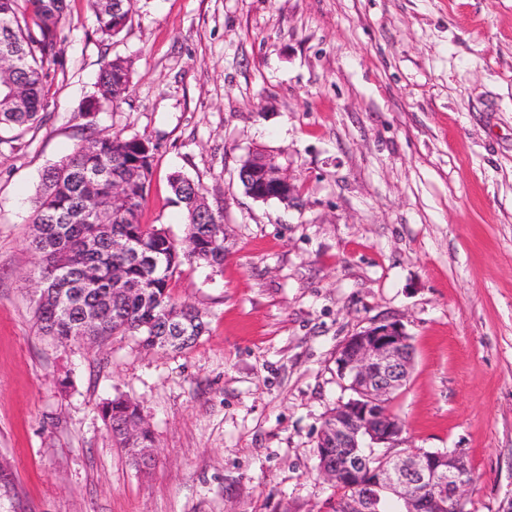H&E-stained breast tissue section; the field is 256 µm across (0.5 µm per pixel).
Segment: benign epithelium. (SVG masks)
<instances>
[{
	"label": "benign epithelium",
	"mask_w": 512,
	"mask_h": 512,
	"mask_svg": "<svg viewBox=\"0 0 512 512\" xmlns=\"http://www.w3.org/2000/svg\"><path fill=\"white\" fill-rule=\"evenodd\" d=\"M239 180L249 195L289 203L293 185L274 160L263 153L248 156ZM411 337L398 320L377 319L349 336L336 352V373L350 392L325 418L317 447L334 448L339 460L320 474L334 487L354 495L338 501V512H380L381 495L391 497L398 512H461L471 469L465 451L403 447V421L389 408L392 395L409 377Z\"/></svg>",
	"instance_id": "1"
}]
</instances>
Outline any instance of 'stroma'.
I'll return each mask as SVG.
<instances>
[{
    "instance_id": "obj_1",
    "label": "stroma",
    "mask_w": 512,
    "mask_h": 512,
    "mask_svg": "<svg viewBox=\"0 0 512 512\" xmlns=\"http://www.w3.org/2000/svg\"><path fill=\"white\" fill-rule=\"evenodd\" d=\"M66 4L47 120L0 150V512H329L336 351L379 318L414 346L390 402L407 446L465 449L466 512H512V0H137L109 41ZM115 57L128 90L94 122L155 146L142 223L183 237L176 171L224 209L221 270L172 277L208 321L183 351L35 326L34 198ZM256 149L289 203L245 193ZM111 396L138 404L149 469L115 447Z\"/></svg>"
}]
</instances>
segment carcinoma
<instances>
[{
	"label": "carcinoma",
	"mask_w": 512,
	"mask_h": 512,
	"mask_svg": "<svg viewBox=\"0 0 512 512\" xmlns=\"http://www.w3.org/2000/svg\"><path fill=\"white\" fill-rule=\"evenodd\" d=\"M102 38L110 39L126 26L129 5L119 0H89ZM46 0H0V53L16 56L17 66L0 77V145L18 148L21 132L43 122L44 86L49 66L56 61L60 25L65 7L51 11ZM131 67L121 57L104 62L95 90L79 116L90 115L92 105L115 102L126 93ZM154 146L145 139L118 135H90L74 150L51 165L42 176L32 223L42 225L41 238L29 239L39 255L30 278L47 292L35 299L36 326L60 343L75 340L82 315L97 308L90 335L103 339L114 334L135 336L150 349H186L207 331L208 322L195 307L179 303L172 294L171 277L185 261L220 268L224 264V211L212 208L200 185L176 172L169 178L175 203L186 213V237L191 250L163 229L141 223L153 169ZM125 184L127 201L112 202V184ZM128 240L132 248L158 259L145 269L124 252L112 250V238ZM126 276L127 292L112 289V269ZM182 321L187 338L166 344L170 319ZM100 413L112 430V439L138 469L148 467L143 453L152 447L148 429L139 441H130L126 429L141 422L136 403L122 396L102 402Z\"/></svg>",
	"instance_id": "cac0c4a2"
}]
</instances>
